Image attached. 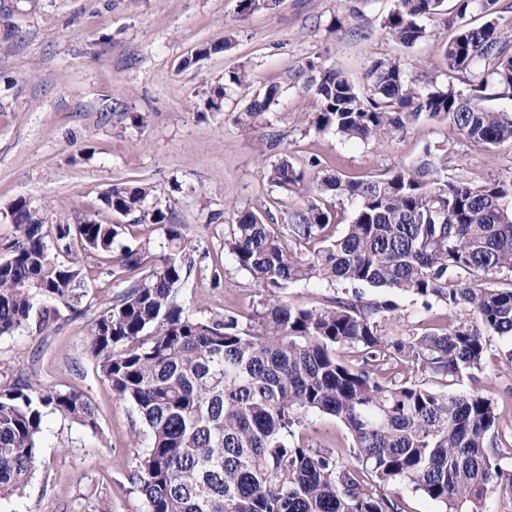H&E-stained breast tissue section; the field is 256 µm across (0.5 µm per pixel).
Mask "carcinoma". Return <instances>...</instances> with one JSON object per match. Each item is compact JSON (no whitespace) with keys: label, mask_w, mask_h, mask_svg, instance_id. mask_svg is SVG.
<instances>
[{"label":"carcinoma","mask_w":512,"mask_h":512,"mask_svg":"<svg viewBox=\"0 0 512 512\" xmlns=\"http://www.w3.org/2000/svg\"><path fill=\"white\" fill-rule=\"evenodd\" d=\"M445 0H395L383 27L407 46L426 37L420 20L443 14ZM279 0H239V13L273 10ZM461 25L443 45L448 72L466 87H421L396 58L373 60L364 89L338 69L319 71L308 125L354 141L389 137L424 116L452 125L486 149L512 144V114L481 105L492 91L512 97V17L500 0H456ZM243 68L224 73L206 99L219 111L245 85ZM279 96L256 93L235 122L257 130ZM263 177L284 192L303 190L305 173L282 157ZM316 198L286 224L230 209L224 249L265 292L250 322L228 313L199 318L178 301L196 250L182 226L147 203L145 188L114 186L104 204L136 222L161 224L170 253L149 263L144 245L121 248L111 275L140 274L94 320L88 346L102 377L132 404L151 436L135 455L132 479L147 512H404L391 487L405 485L441 512H478L495 487L512 494L500 464L494 398L485 390L448 392L485 366L486 332L512 338V171L473 182L451 166L448 150L426 152L380 177L316 172ZM335 196L354 205L349 223ZM11 217L18 237L0 259V337L45 331L40 303L63 299L80 312L78 253L110 254L123 225L90 218L49 224L25 202ZM317 280L336 294L312 308L283 305L279 289ZM377 289L365 299L359 287ZM407 294L454 319L443 327L392 328ZM440 381L441 389L424 377ZM58 412L97 428L78 390L19 380L0 387V499L21 493L38 462L44 419ZM311 413L338 418L350 445L320 451L293 441Z\"/></svg>","instance_id":"cac0c4a2"}]
</instances>
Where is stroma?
Segmentation results:
<instances>
[{
	"instance_id": "35a3bbf8",
	"label": "stroma",
	"mask_w": 512,
	"mask_h": 512,
	"mask_svg": "<svg viewBox=\"0 0 512 512\" xmlns=\"http://www.w3.org/2000/svg\"><path fill=\"white\" fill-rule=\"evenodd\" d=\"M239 0H0V258L17 237L10 212L19 201L41 208L51 224L90 216L118 223L104 196L112 186L145 187L197 249L179 293L191 315L232 314L247 321L264 292L224 250L229 206L270 211L275 222L304 205V194L281 192L261 176L289 156L301 168L350 177L380 176L409 166L426 149L447 148L470 180L512 169V145L488 151L452 126L425 117L395 135L345 142L333 131L308 129L314 111L311 80L318 68L341 69L363 86L379 57L403 61L417 85H444L442 52L458 24L481 25L472 13L423 18L427 36L406 46L389 39L383 22L394 0H280L275 11L243 15ZM230 49H223L225 36ZM244 67L246 86L219 112L206 109L225 71ZM280 95L253 134L234 121L252 95L268 85ZM146 116L144 126L131 114ZM80 312L56 302L52 328L0 337V386L37 379L83 391L96 410L90 430L60 414L45 418L37 468L22 494L0 500V512H146L131 483L135 449L150 439L132 406L114 393L92 358L87 339L94 318L128 283L113 278L110 259L78 258ZM221 281H213V273ZM483 370L461 387L494 397L499 431L512 435V341L487 337Z\"/></svg>"
}]
</instances>
